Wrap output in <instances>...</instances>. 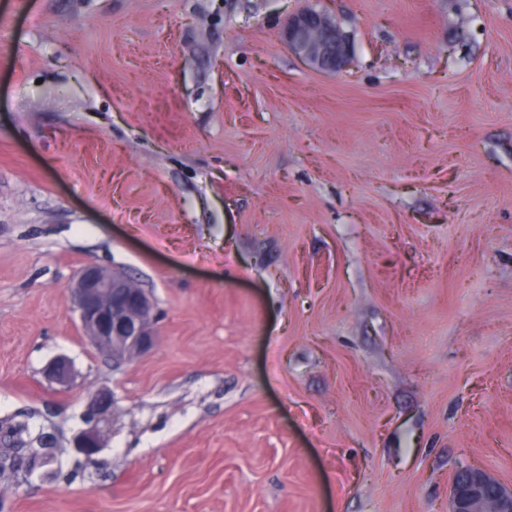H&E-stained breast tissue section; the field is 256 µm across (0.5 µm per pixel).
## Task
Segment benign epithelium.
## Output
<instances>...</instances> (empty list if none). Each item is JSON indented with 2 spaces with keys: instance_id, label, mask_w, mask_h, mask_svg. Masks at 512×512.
<instances>
[{
  "instance_id": "1",
  "label": "benign epithelium",
  "mask_w": 512,
  "mask_h": 512,
  "mask_svg": "<svg viewBox=\"0 0 512 512\" xmlns=\"http://www.w3.org/2000/svg\"><path fill=\"white\" fill-rule=\"evenodd\" d=\"M282 39L313 69L334 74L351 60V44L336 20L324 11L303 8L292 13ZM75 311L89 343L112 359L118 368L147 352L155 339L154 303L145 289L128 277L87 264L78 272L71 289ZM49 381L65 385L72 378V364L57 357L44 369ZM112 413V395L99 392L89 403L87 414L96 425L84 431L76 448L91 457L101 448L98 424ZM448 512H512V489L485 469L472 467L455 475Z\"/></svg>"
}]
</instances>
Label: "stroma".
Masks as SVG:
<instances>
[{
	"instance_id": "obj_1",
	"label": "stroma",
	"mask_w": 512,
	"mask_h": 512,
	"mask_svg": "<svg viewBox=\"0 0 512 512\" xmlns=\"http://www.w3.org/2000/svg\"><path fill=\"white\" fill-rule=\"evenodd\" d=\"M303 7L348 35L344 71L282 41ZM89 262L156 305L117 370L73 311ZM16 423L56 460L0 512H448L458 470L512 486V0H0ZM44 374L49 381L65 385L72 378V364L66 357H57L45 367ZM112 401L110 393L99 392L88 403L87 414L96 421V424L79 436L76 445V448L87 458H90L101 448V433L98 425L109 419L112 413Z\"/></svg>"
}]
</instances>
